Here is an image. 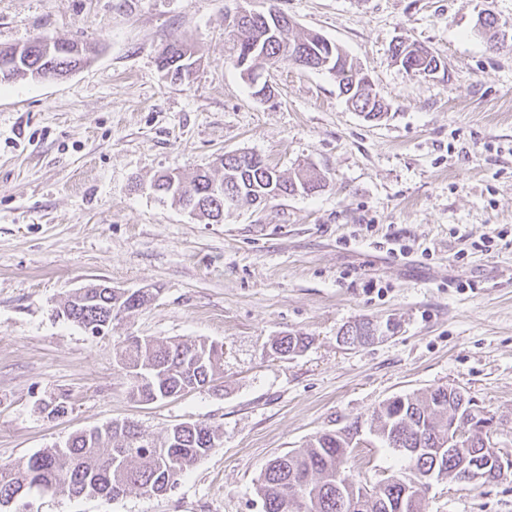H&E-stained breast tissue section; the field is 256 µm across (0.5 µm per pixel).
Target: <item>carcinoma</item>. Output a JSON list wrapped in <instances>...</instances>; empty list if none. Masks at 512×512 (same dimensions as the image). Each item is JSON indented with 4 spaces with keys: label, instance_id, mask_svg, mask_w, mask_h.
Masks as SVG:
<instances>
[{
    "label": "carcinoma",
    "instance_id": "carcinoma-1",
    "mask_svg": "<svg viewBox=\"0 0 512 512\" xmlns=\"http://www.w3.org/2000/svg\"><path fill=\"white\" fill-rule=\"evenodd\" d=\"M270 12L240 17L235 29L234 65L249 81L254 71L267 63L281 62L303 69L324 71L339 77L341 94L353 108L366 111L365 117L381 119L383 104L372 94L366 74L362 73L335 43L321 35L307 32L291 38L290 24L269 29L264 18ZM64 53L47 51L46 39L35 38L23 45L15 66L0 84L18 78L26 79L36 72L43 79L72 72L88 63L92 50L83 45L82 53H72L75 41ZM194 52L178 41L167 44L159 54V67L172 82L190 78ZM392 57L401 59L404 70L414 76L426 70L435 71L442 60L438 51L408 42L392 47ZM250 153L226 154L220 164L224 168V199L215 201L206 193L215 181L208 172L196 173L185 180L167 173L153 183V190L175 204L181 203L176 191L194 197L200 206L199 216L211 224L224 222V208L242 201L262 203L297 193H314L323 187L324 175L312 167H301L293 177H285L264 160L249 159ZM153 296L146 291L126 298L104 289L91 288L83 296L66 298L56 308V316L83 329L98 325L109 317L126 314L148 305ZM307 338L287 334L276 340L275 351L287 357L301 352ZM223 346L206 339L160 340L127 338L119 365L127 377L136 381L129 385V395L138 402L152 403L187 393L214 382L223 373ZM458 403L438 388L428 395L398 396L383 403L370 417L359 419L333 431L321 432L304 448L278 456L265 464L256 485L262 512H403L401 495L405 486L428 472L434 457L428 454L404 455L399 448L417 447V434L433 439L448 426V417L467 420L465 412H457ZM369 425L382 447L390 449L400 461L383 483L369 489L357 486L351 490L336 488V474L347 469L353 455L351 441L360 424ZM216 431L203 424H178L166 432L161 443H146L137 427L126 421H113L103 433L85 430L74 434L62 445L45 448L17 463L0 464V512H32L29 496L66 492L72 496L115 499L132 490L161 495L172 490L198 460L214 448Z\"/></svg>",
    "mask_w": 512,
    "mask_h": 512
}]
</instances>
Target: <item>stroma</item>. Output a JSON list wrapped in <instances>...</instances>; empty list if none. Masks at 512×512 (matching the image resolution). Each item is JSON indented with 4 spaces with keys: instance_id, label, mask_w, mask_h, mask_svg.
Wrapping results in <instances>:
<instances>
[{
    "instance_id": "35a3bbf8",
    "label": "stroma",
    "mask_w": 512,
    "mask_h": 512,
    "mask_svg": "<svg viewBox=\"0 0 512 512\" xmlns=\"http://www.w3.org/2000/svg\"><path fill=\"white\" fill-rule=\"evenodd\" d=\"M271 4L371 77L380 121L351 111L336 77L292 65H266L272 93L252 95L229 17ZM487 7L504 47L474 31ZM38 35L95 56L62 79L0 85V464L115 420L158 442L204 423L223 445L167 494H47L34 512H261L270 459L438 387L493 415L512 454V0H0V46ZM400 40L438 50L440 71L408 75L391 56ZM173 41L197 59L181 83L158 66ZM240 152L286 174L313 166L325 185L239 203L220 224L150 189L166 172L222 177V155ZM394 240L407 256L388 253ZM101 282L156 297L104 337L55 317ZM367 319L386 335L342 346ZM286 334L311 343L272 356ZM130 336L223 344V375L137 402L117 363ZM52 397L64 416L39 412ZM394 463L365 433L349 477L372 484ZM424 496L427 512H512V479L440 480Z\"/></svg>"
}]
</instances>
